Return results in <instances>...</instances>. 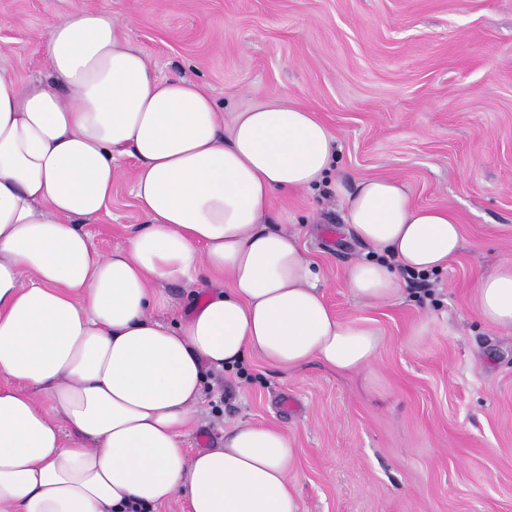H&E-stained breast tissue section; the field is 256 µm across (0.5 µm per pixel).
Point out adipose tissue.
Masks as SVG:
<instances>
[{
    "label": "adipose tissue",
    "mask_w": 512,
    "mask_h": 512,
    "mask_svg": "<svg viewBox=\"0 0 512 512\" xmlns=\"http://www.w3.org/2000/svg\"><path fill=\"white\" fill-rule=\"evenodd\" d=\"M45 79L0 70V512H299L296 451L280 426L240 423L197 454L182 446L206 368L251 354L298 370L369 372L376 329L326 305L298 233L271 203L318 187L336 159L316 112L269 97L225 120L184 77L162 78L108 10H79L44 41ZM138 164L125 172L123 155ZM131 177L147 224L93 253L82 227ZM344 219L377 259L353 263L352 298L401 294L399 271L443 269L461 248L447 209L372 176ZM222 286L160 321L169 283ZM478 316L512 330V261L481 275Z\"/></svg>",
    "instance_id": "1"
}]
</instances>
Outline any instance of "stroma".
Instances as JSON below:
<instances>
[{
  "instance_id": "obj_1",
  "label": "stroma",
  "mask_w": 512,
  "mask_h": 512,
  "mask_svg": "<svg viewBox=\"0 0 512 512\" xmlns=\"http://www.w3.org/2000/svg\"><path fill=\"white\" fill-rule=\"evenodd\" d=\"M98 8L158 76L195 81L220 112L276 95L327 124L334 172L274 199L273 215L299 233L338 317L384 339L367 376L255 354L242 371H208L188 453L242 422L277 424L298 452L300 512H512V333L473 304L478 276L512 259V0H0V68L42 78L41 35ZM376 175L447 208L463 247L429 291L367 304L343 285L373 255L343 197ZM145 222L123 179L84 230L106 254Z\"/></svg>"
}]
</instances>
